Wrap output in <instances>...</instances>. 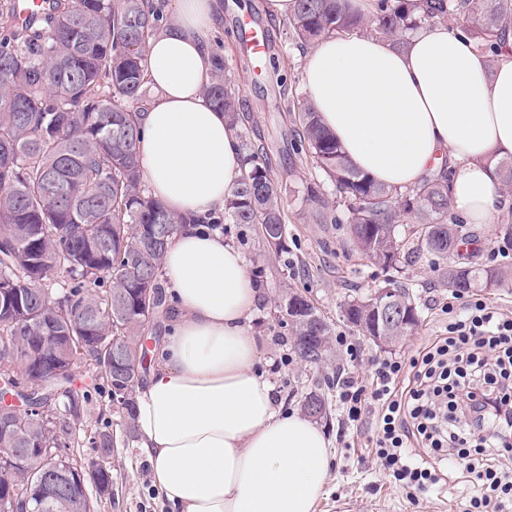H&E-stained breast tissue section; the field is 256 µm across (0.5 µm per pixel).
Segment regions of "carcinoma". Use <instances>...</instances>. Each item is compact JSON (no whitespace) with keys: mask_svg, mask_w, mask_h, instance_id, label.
<instances>
[{"mask_svg":"<svg viewBox=\"0 0 512 512\" xmlns=\"http://www.w3.org/2000/svg\"><path fill=\"white\" fill-rule=\"evenodd\" d=\"M366 16L350 0H296L286 26L305 50L342 34L375 35L394 47L424 25L463 29L483 52L504 44L512 24V0H380ZM12 0H0V348L23 368L69 346L67 358L39 377L41 392L31 403L42 412L19 423L0 413V512L12 486L1 470L11 466L42 477L46 507L40 512H95L88 491L78 485L51 489L58 473L86 471L75 457L48 459L37 448L66 447L62 435L68 407L86 400L71 387L73 366L101 362L100 348L125 353L128 381L121 406L126 433L134 431L136 383L147 372L146 341L159 340L171 307L164 291L163 257L182 224H237L256 229L270 255L288 253V209L268 158L250 137L241 112L234 72L215 52L205 93L224 113L240 140L242 174L224 211L185 218L152 196L140 173L136 143L147 87L145 53L163 28V4L155 0H50L41 18L14 25ZM296 147L330 181L335 197L306 187V202L320 208L318 219L349 225L352 250L387 273L386 287L418 311L409 289L393 273L432 257L438 285L459 295L476 288L512 285V266L476 261L480 249L448 261L452 238L474 241L452 213L445 166L407 190L377 183L352 168L334 135L305 99L294 112ZM498 192L512 195V156L494 162ZM288 297L280 323L294 337L297 357L317 363L331 350L332 328L302 295ZM372 296L346 302L348 323L362 336L376 335V317L361 308ZM81 308L88 319L62 316Z\"/></svg>","mask_w":512,"mask_h":512,"instance_id":"1","label":"carcinoma"}]
</instances>
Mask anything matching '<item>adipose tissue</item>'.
<instances>
[{
  "instance_id": "1",
  "label": "adipose tissue",
  "mask_w": 512,
  "mask_h": 512,
  "mask_svg": "<svg viewBox=\"0 0 512 512\" xmlns=\"http://www.w3.org/2000/svg\"><path fill=\"white\" fill-rule=\"evenodd\" d=\"M217 8V0H176L146 52L141 174L188 219L223 210L241 175L237 133L204 92ZM303 77L355 169L406 189L448 159L453 213L492 223L499 194L491 162L512 155V29L492 60L441 24L412 35L403 51L334 35L305 52ZM163 266L173 312L137 391L135 419L154 486L172 512H315L329 442L309 418L277 407L256 367L248 322L260 291L240 250L188 222Z\"/></svg>"
}]
</instances>
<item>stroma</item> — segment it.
<instances>
[{
	"label": "stroma",
	"instance_id": "1",
	"mask_svg": "<svg viewBox=\"0 0 512 512\" xmlns=\"http://www.w3.org/2000/svg\"><path fill=\"white\" fill-rule=\"evenodd\" d=\"M219 3L223 14L214 48L224 54L236 73L250 117L249 126L254 135L261 137L283 181L284 200L292 217L288 226L290 253L284 262L269 255L264 240L255 231L243 232L230 224L224 239L243 252L249 270L255 272L261 286L262 295L249 325L258 345L257 367L274 385L278 403L283 410L296 412L305 393L316 390L325 398L328 417L320 426L331 445L332 466L315 512H458L462 498L473 490L471 483L446 472L427 491L408 496L377 462L375 417L368 414L358 424H343L336 401L339 373L369 378L374 360L391 356L410 358L424 341L443 333L448 317L441 306L449 293L435 287L429 261L421 259L405 267L401 274L402 281L410 287L419 315V323L412 332L398 344L382 348L353 331L343 317L344 303L381 287L383 276L376 266L350 251L346 225L319 223L302 200L304 182L321 180L322 175L311 159L293 151L297 133L288 110L289 96L272 77L277 63L294 75H301L302 54L287 35L282 20L267 15L265 0ZM248 19L264 28L267 36L269 52L259 62L251 59L239 41V25ZM289 291L310 299L335 334L347 336L357 344V357H350L337 345L326 363L319 366L305 365L291 357L288 329L275 314ZM91 372L86 362L73 369L74 384L87 389L88 399L80 419L72 422L71 427L77 443L75 455L83 463L98 462L112 472V492L95 498L96 512H167L152 486L151 467L136 438L126 435L107 386H93ZM99 430L110 432L114 439L112 454L106 458L92 444Z\"/></svg>",
	"mask_w": 512,
	"mask_h": 512
}]
</instances>
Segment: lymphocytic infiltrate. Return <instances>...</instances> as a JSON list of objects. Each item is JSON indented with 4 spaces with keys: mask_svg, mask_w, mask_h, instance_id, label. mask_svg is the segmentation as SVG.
Listing matches in <instances>:
<instances>
[{
    "mask_svg": "<svg viewBox=\"0 0 512 512\" xmlns=\"http://www.w3.org/2000/svg\"><path fill=\"white\" fill-rule=\"evenodd\" d=\"M444 333L404 361H376L370 382L348 375L336 397L348 422L377 415L375 454L414 493L436 484L429 467L475 476L463 512H503L512 501V317L483 300L448 301Z\"/></svg>",
    "mask_w": 512,
    "mask_h": 512,
    "instance_id": "1",
    "label": "lymphocytic infiltrate"
}]
</instances>
